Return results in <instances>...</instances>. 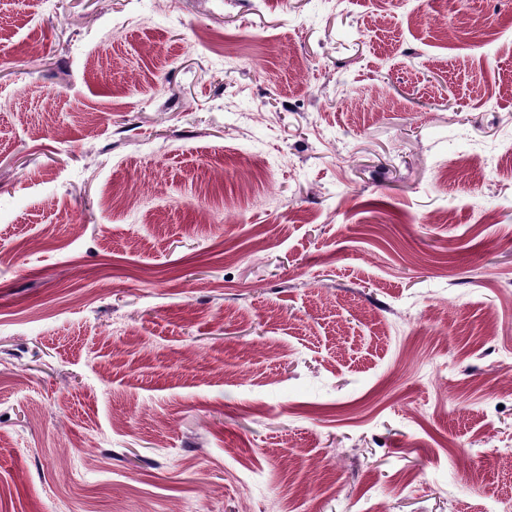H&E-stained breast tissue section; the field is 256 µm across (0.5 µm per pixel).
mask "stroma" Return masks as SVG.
<instances>
[{"label": "stroma", "mask_w": 512, "mask_h": 512, "mask_svg": "<svg viewBox=\"0 0 512 512\" xmlns=\"http://www.w3.org/2000/svg\"><path fill=\"white\" fill-rule=\"evenodd\" d=\"M512 512V0H0V512Z\"/></svg>", "instance_id": "1"}]
</instances>
